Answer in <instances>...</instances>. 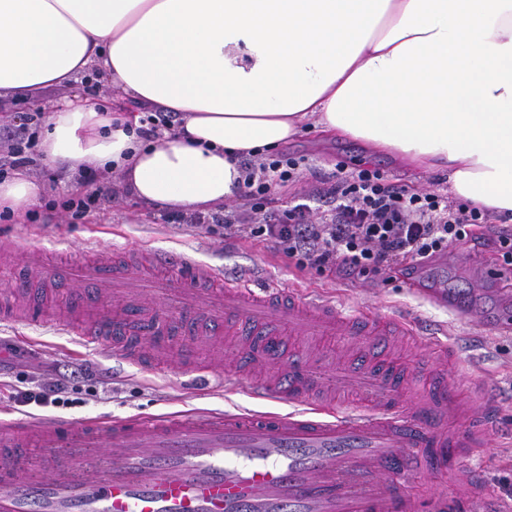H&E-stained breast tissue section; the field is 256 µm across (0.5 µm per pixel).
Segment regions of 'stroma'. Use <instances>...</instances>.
<instances>
[{
  "label": "stroma",
  "instance_id": "stroma-1",
  "mask_svg": "<svg viewBox=\"0 0 512 512\" xmlns=\"http://www.w3.org/2000/svg\"><path fill=\"white\" fill-rule=\"evenodd\" d=\"M77 92L98 98L117 112L131 115L140 112L131 100L116 97L108 84L91 71L78 75L71 86L42 89L37 97L45 105L54 106ZM287 151L303 159L306 171L282 193L279 205L283 208L304 203L318 209L321 185L310 173L315 170L329 176L335 174L340 164L350 171L375 168L390 181L418 190L441 195L448 192L446 173L419 172L399 166L387 153H368L363 143L355 139L325 143L317 132L306 129L289 142ZM29 172L35 180L47 185V201L35 207L33 216L1 220L0 242L19 240L57 259L98 250L110 253L154 249L184 253L223 268L231 278H244L255 285L317 291L351 312L369 307L414 322L416 335L394 337L391 344L392 351L399 356L398 366L410 380L429 384L446 379L464 400L469 399L472 387L477 386L493 404L496 429L492 446L468 449L457 459L458 469L475 473L487 493L478 501H458L456 512H512V333L481 322L478 315L469 320L456 317L447 308L422 299L400 276L387 280L379 276L329 278L311 269H297L289 264L287 257L264 242L226 239L204 226L162 223V205L131 196L116 174L107 181L114 191L111 202L96 203L82 218L75 219L62 209L49 208V201L62 200L78 187L86 192L93 190L105 182L102 177L68 176L47 166L38 153L33 156ZM504 268L502 254L488 235L449 248L447 256L423 266L422 277L471 293L479 314L505 300L512 281L502 277ZM433 337L447 343L448 359L433 360L429 349ZM0 338L18 346L27 360L42 365L48 373L59 366L87 362L111 368L116 376L115 386H97L92 394L84 395L81 404L42 408L33 404L21 406L14 401V391L23 376L22 370H15L7 384L0 386V423L53 419L107 422L135 416L220 413L232 406L252 404L247 395L234 391L224 378L213 379L208 388L197 390L178 371L159 373L84 348L74 338L61 334L50 321L36 327L20 321H0Z\"/></svg>",
  "mask_w": 512,
  "mask_h": 512
}]
</instances>
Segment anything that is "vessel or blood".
<instances>
[{
	"label": "vessel or blood",
	"instance_id": "vessel-or-blood-1",
	"mask_svg": "<svg viewBox=\"0 0 512 512\" xmlns=\"http://www.w3.org/2000/svg\"><path fill=\"white\" fill-rule=\"evenodd\" d=\"M26 253L27 270L70 283L67 300L51 307L49 289L29 285L22 307L0 295V320L37 310L83 346L158 371L179 355L199 387L221 373L209 354L221 343L246 363L233 372L235 390L289 410L1 426L0 512H448L446 494L423 504L410 481L473 443V429L446 425L457 407L451 392L415 389L386 360L347 383L330 371L327 341L364 334L385 343L412 335L410 323L367 308L346 314L297 288L257 290L183 254L51 265ZM409 285L459 317L472 312L463 296L417 278ZM163 305L176 319L160 322ZM182 335L191 346L175 348ZM288 336L309 340L305 365L272 367Z\"/></svg>",
	"mask_w": 512,
	"mask_h": 512
}]
</instances>
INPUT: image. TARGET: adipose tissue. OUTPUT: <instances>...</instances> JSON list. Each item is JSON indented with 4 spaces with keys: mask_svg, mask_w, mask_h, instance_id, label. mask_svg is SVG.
Returning a JSON list of instances; mask_svg holds the SVG:
<instances>
[{
    "mask_svg": "<svg viewBox=\"0 0 512 512\" xmlns=\"http://www.w3.org/2000/svg\"><path fill=\"white\" fill-rule=\"evenodd\" d=\"M96 63L180 127L146 143L77 95L46 110L43 159L119 171L139 199L221 207L243 184L240 157L308 126L447 171L457 197L512 215V0H0V98ZM44 192L14 172L0 211Z\"/></svg>",
    "mask_w": 512,
    "mask_h": 512,
    "instance_id": "obj_1",
    "label": "adipose tissue"
}]
</instances>
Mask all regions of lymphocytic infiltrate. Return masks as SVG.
I'll use <instances>...</instances> for the list:
<instances>
[{"instance_id":"obj_1","label":"lymphocytic infiltrate","mask_w":512,"mask_h":512,"mask_svg":"<svg viewBox=\"0 0 512 512\" xmlns=\"http://www.w3.org/2000/svg\"><path fill=\"white\" fill-rule=\"evenodd\" d=\"M299 166V160L279 153L258 161L243 158L242 208L207 215L166 213L162 219L270 243L296 268L334 277L404 273L447 254L450 246L484 236V209L467 200L452 205L443 195L391 183L376 169L337 172L335 182L321 191L331 205L329 215L313 217L305 204L278 209L279 191L296 180ZM81 379L108 385L112 374L88 365L66 366L17 391L16 398L24 406H66Z\"/></svg>"}]
</instances>
